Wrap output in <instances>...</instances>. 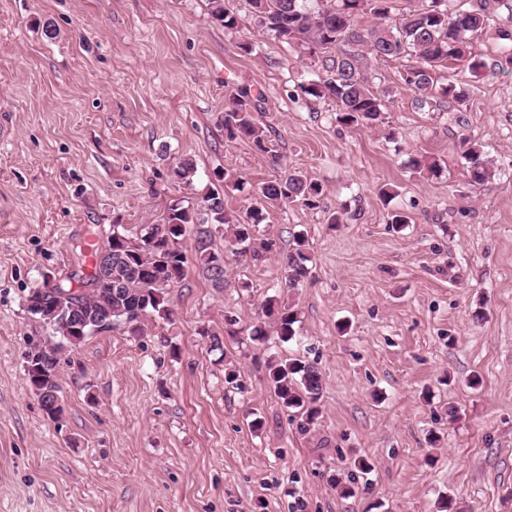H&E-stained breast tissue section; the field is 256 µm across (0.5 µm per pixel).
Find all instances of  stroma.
<instances>
[{
	"mask_svg": "<svg viewBox=\"0 0 512 512\" xmlns=\"http://www.w3.org/2000/svg\"><path fill=\"white\" fill-rule=\"evenodd\" d=\"M229 5L236 32L207 0H0V512H436L443 497L452 512H512V67L499 37L512 12L470 38L484 67L462 78L465 108H415L404 61L371 59L385 120L344 127L331 100L301 91L321 62L266 34L248 0ZM240 85L264 99L268 152L224 135ZM469 140L493 162L480 185ZM420 155L441 173L409 169ZM185 158L188 185L172 177ZM294 172L323 193L263 207L258 235L275 251L228 257L220 291L187 264L143 335L115 327L69 348L65 423L49 420L24 374L30 338L48 333L28 293L87 266L113 232L139 238L173 200L221 188L240 215ZM228 174L242 190H225ZM395 207L410 224L392 226ZM299 235L310 273L289 289ZM269 299L297 311L292 341L251 340ZM289 357L321 376L305 435L268 385L269 362ZM361 456L374 469L342 494L332 478ZM211 18L224 26L225 30L238 31L240 27L237 14L226 5L224 0H208Z\"/></svg>",
	"mask_w": 512,
	"mask_h": 512,
	"instance_id": "1",
	"label": "stroma"
}]
</instances>
